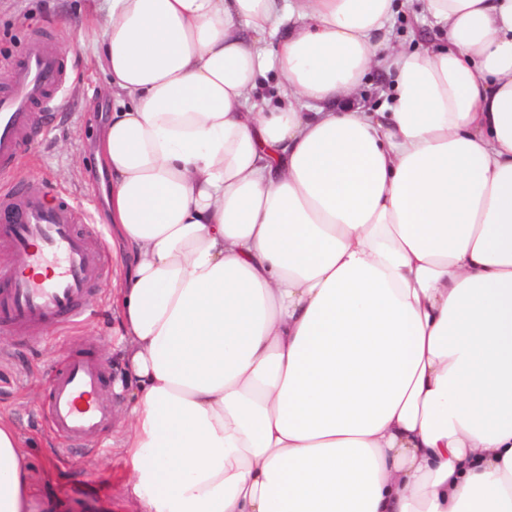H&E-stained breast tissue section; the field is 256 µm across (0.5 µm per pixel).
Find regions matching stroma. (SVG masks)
<instances>
[{"mask_svg":"<svg viewBox=\"0 0 512 512\" xmlns=\"http://www.w3.org/2000/svg\"><path fill=\"white\" fill-rule=\"evenodd\" d=\"M96 6L97 0H0V73L19 62L34 39L53 46L68 72L51 105L37 107L35 135L20 162L0 171V189L30 184L46 202L74 200L108 237L112 229L105 224L94 150L100 134L95 115L108 109L102 101L106 77L59 27L65 19L90 17ZM119 286V265L109 263L91 287V316L83 325L51 327L37 341L0 334V414L11 419L25 443L34 485L30 512H118L129 501L128 469L115 446L120 408H113L111 423L94 446L62 442L43 418L48 375L66 356L91 349L106 365H122L112 306Z\"/></svg>","mask_w":512,"mask_h":512,"instance_id":"stroma-1","label":"stroma"}]
</instances>
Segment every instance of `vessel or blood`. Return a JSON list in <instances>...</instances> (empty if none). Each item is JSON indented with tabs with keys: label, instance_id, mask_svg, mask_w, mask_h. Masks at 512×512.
Listing matches in <instances>:
<instances>
[{
	"label": "vessel or blood",
	"instance_id": "b4317fda",
	"mask_svg": "<svg viewBox=\"0 0 512 512\" xmlns=\"http://www.w3.org/2000/svg\"><path fill=\"white\" fill-rule=\"evenodd\" d=\"M67 75L56 50L29 44L24 61L12 69L11 91L0 97V165L21 154L33 120L31 108L64 86ZM10 221L4 238L16 267L0 289V324L34 339L57 323L84 320V302L106 260L99 241L76 226L68 201L44 205L39 191L0 194V213ZM105 365L90 354L68 357L51 373L47 415L62 439L82 444L106 429L110 411L101 397Z\"/></svg>",
	"mask_w": 512,
	"mask_h": 512
}]
</instances>
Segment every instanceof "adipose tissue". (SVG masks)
<instances>
[{"label":"adipose tissue","instance_id":"1","mask_svg":"<svg viewBox=\"0 0 512 512\" xmlns=\"http://www.w3.org/2000/svg\"><path fill=\"white\" fill-rule=\"evenodd\" d=\"M401 7L99 0L69 31L114 99L133 512H512V0H424L444 38L409 53ZM31 495L0 416V512ZM382 92H385V86L379 77L369 73L349 98L352 102L363 105L366 111L380 112L385 99V94L383 95Z\"/></svg>","mask_w":512,"mask_h":512}]
</instances>
